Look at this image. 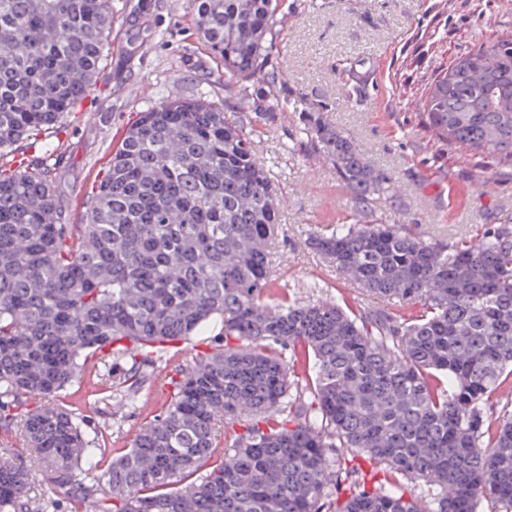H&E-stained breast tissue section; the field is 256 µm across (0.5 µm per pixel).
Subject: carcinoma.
Wrapping results in <instances>:
<instances>
[{
	"mask_svg": "<svg viewBox=\"0 0 512 512\" xmlns=\"http://www.w3.org/2000/svg\"><path fill=\"white\" fill-rule=\"evenodd\" d=\"M187 6L225 82L254 80L277 3ZM111 29L112 0H0V158L14 162L0 168V428H22L66 488L64 501L36 500L31 469L0 455V512H477L484 501L512 512V411L483 412L512 380V232L453 248L401 224L312 238L374 298L420 305L403 321L270 301L274 182L242 126L180 99L140 113L87 223H69L50 168L16 147H40L90 93ZM422 119L450 146L512 159V38L461 56ZM306 145L356 210L397 193L320 112ZM215 318L219 348L170 378L168 404L122 454L57 403L110 342L128 358L119 405L135 402L155 345L188 342ZM295 374L309 400L285 410ZM221 429L230 441L213 462ZM100 462L101 485L83 484V465ZM406 482L439 487L433 506L405 498Z\"/></svg>",
	"mask_w": 512,
	"mask_h": 512,
	"instance_id": "cac0c4a2",
	"label": "carcinoma"
}]
</instances>
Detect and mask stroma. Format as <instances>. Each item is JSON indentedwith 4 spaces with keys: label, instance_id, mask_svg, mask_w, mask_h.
Returning <instances> with one entry per match:
<instances>
[{
    "label": "stroma",
    "instance_id": "stroma-1",
    "mask_svg": "<svg viewBox=\"0 0 512 512\" xmlns=\"http://www.w3.org/2000/svg\"><path fill=\"white\" fill-rule=\"evenodd\" d=\"M512 38V0H281L272 51L262 72L282 73L280 96L303 100L300 112L256 118L252 101L268 92L262 81L246 91L224 82V65L196 35L185 0H112V36L95 90L46 142L59 201L71 223L86 219L90 193L101 179L127 125L172 97L204 99L250 130L255 149L283 196L271 244L269 295L303 303L342 299L360 312L398 318L411 303L382 301L347 281L310 245L314 234L352 221L354 206L332 167L303 149L306 115L322 113L344 130L399 187L371 205L373 218L403 220L424 240L456 245L512 220V161L448 146L421 121L433 79L460 55ZM371 82L372 99L349 97V79ZM199 341L156 357L129 408L100 403L110 372L96 368L81 388L58 397L102 445L128 447L166 400L161 384L198 358Z\"/></svg>",
    "mask_w": 512,
    "mask_h": 512
}]
</instances>
